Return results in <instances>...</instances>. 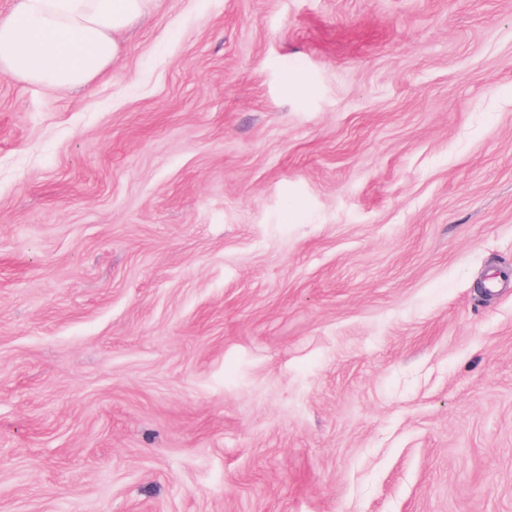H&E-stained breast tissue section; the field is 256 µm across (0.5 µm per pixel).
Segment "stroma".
Wrapping results in <instances>:
<instances>
[{"label":"stroma","instance_id":"1","mask_svg":"<svg viewBox=\"0 0 512 512\" xmlns=\"http://www.w3.org/2000/svg\"><path fill=\"white\" fill-rule=\"evenodd\" d=\"M0 72V512H512V0H153Z\"/></svg>","mask_w":512,"mask_h":512}]
</instances>
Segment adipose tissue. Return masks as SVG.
<instances>
[{
    "mask_svg": "<svg viewBox=\"0 0 512 512\" xmlns=\"http://www.w3.org/2000/svg\"><path fill=\"white\" fill-rule=\"evenodd\" d=\"M152 0H17L0 20V72L31 84H87L116 57L117 37Z\"/></svg>",
    "mask_w": 512,
    "mask_h": 512,
    "instance_id": "obj_1",
    "label": "adipose tissue"
}]
</instances>
